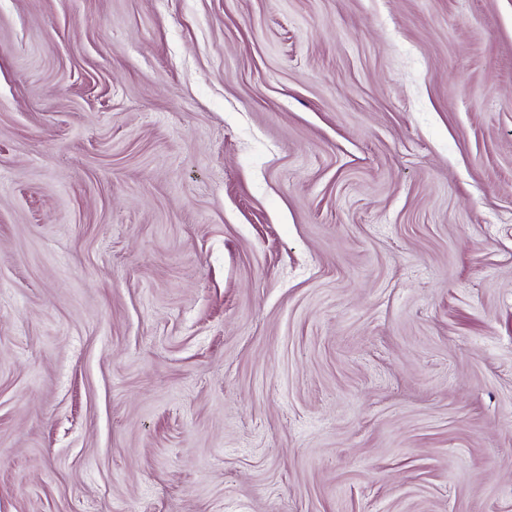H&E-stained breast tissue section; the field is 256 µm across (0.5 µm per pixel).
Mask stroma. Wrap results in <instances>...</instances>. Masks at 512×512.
<instances>
[{
    "instance_id": "obj_1",
    "label": "stroma",
    "mask_w": 512,
    "mask_h": 512,
    "mask_svg": "<svg viewBox=\"0 0 512 512\" xmlns=\"http://www.w3.org/2000/svg\"><path fill=\"white\" fill-rule=\"evenodd\" d=\"M0 512H512V0H0Z\"/></svg>"
}]
</instances>
